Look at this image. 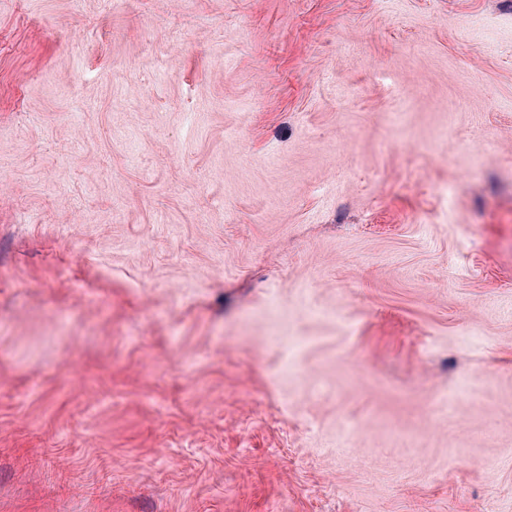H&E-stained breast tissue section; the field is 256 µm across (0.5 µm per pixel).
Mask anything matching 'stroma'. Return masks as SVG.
Returning <instances> with one entry per match:
<instances>
[{
	"instance_id": "35a3bbf8",
	"label": "stroma",
	"mask_w": 512,
	"mask_h": 512,
	"mask_svg": "<svg viewBox=\"0 0 512 512\" xmlns=\"http://www.w3.org/2000/svg\"><path fill=\"white\" fill-rule=\"evenodd\" d=\"M0 512H512V0H0Z\"/></svg>"
}]
</instances>
